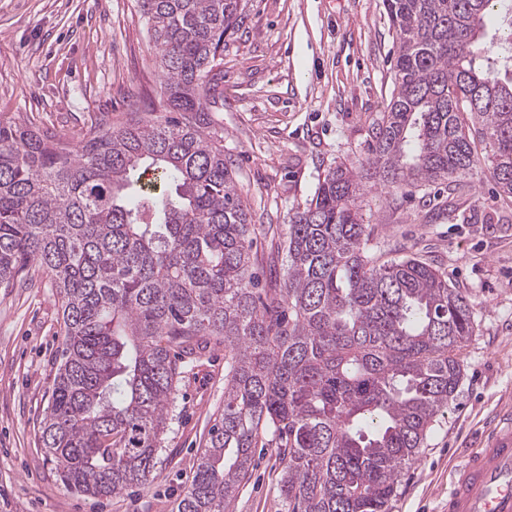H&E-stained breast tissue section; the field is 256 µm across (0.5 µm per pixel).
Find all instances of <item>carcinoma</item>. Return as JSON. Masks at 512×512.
Returning a JSON list of instances; mask_svg holds the SVG:
<instances>
[{"label": "carcinoma", "mask_w": 512, "mask_h": 512, "mask_svg": "<svg viewBox=\"0 0 512 512\" xmlns=\"http://www.w3.org/2000/svg\"><path fill=\"white\" fill-rule=\"evenodd\" d=\"M394 88L358 169L325 171L289 217L283 287L259 288L257 235L214 128L224 42L248 0H142L162 112L76 143L0 120V287L37 266L61 301L62 360L41 425L69 489L154 478L182 369L224 346V410L177 512H225L255 449L287 512H390L463 378L469 297L413 257L367 249L361 191L473 173L512 197V5L384 0ZM505 22L482 55L485 19Z\"/></svg>", "instance_id": "1"}]
</instances>
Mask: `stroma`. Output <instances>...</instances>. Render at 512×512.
Here are the masks:
<instances>
[{"label": "stroma", "mask_w": 512, "mask_h": 512, "mask_svg": "<svg viewBox=\"0 0 512 512\" xmlns=\"http://www.w3.org/2000/svg\"><path fill=\"white\" fill-rule=\"evenodd\" d=\"M224 49L223 107L213 113L254 223L262 287L283 284L277 243L325 171L368 157L393 89L397 37L383 0H250ZM160 72L138 0H0V118H33L70 141L87 123L149 116ZM368 245L382 258L436 266L466 292L478 331L465 375L408 468L391 512H442L455 470L512 414V197L488 167L426 190L366 185ZM60 303L31 270L0 288V512H174L224 406V349L185 368L149 484L109 498L66 488L40 442L59 364ZM264 456L226 512H286Z\"/></svg>", "instance_id": "35a3bbf8"}]
</instances>
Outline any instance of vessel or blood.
I'll use <instances>...</instances> for the list:
<instances>
[{"label": "vessel or blood", "mask_w": 512, "mask_h": 512, "mask_svg": "<svg viewBox=\"0 0 512 512\" xmlns=\"http://www.w3.org/2000/svg\"><path fill=\"white\" fill-rule=\"evenodd\" d=\"M444 512H512V418L456 470Z\"/></svg>", "instance_id": "b4317fda"}]
</instances>
